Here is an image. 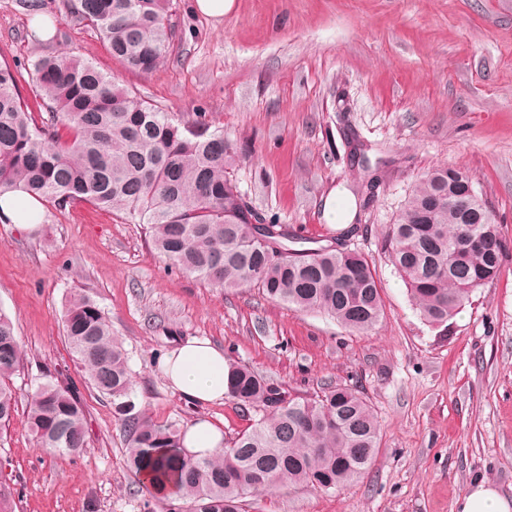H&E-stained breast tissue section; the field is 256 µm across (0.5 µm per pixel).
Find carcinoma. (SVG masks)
I'll return each mask as SVG.
<instances>
[{
	"mask_svg": "<svg viewBox=\"0 0 512 512\" xmlns=\"http://www.w3.org/2000/svg\"><path fill=\"white\" fill-rule=\"evenodd\" d=\"M79 25L96 27L112 57L149 73L175 39L174 0H62ZM29 94L18 72L0 65V189H17L56 208L87 203L146 226L154 250L185 274L225 289L254 288L301 310L322 312L353 331L378 324L383 307L368 260L334 246L288 249V232L257 234L232 172L236 144L224 131L186 122L132 96L94 64L65 53L32 64ZM439 167L415 184L386 243L412 300L431 324L443 325L479 287L496 279L509 248L495 220L477 223L482 248L456 261L457 238L473 217L430 208L441 193L464 194ZM63 332L89 384L112 404L126 432L137 476L171 488L170 512H242L249 495L288 481L324 491L360 477L379 448L367 401L349 387L293 398L274 380L228 363V397L254 411L233 445L202 459L178 454L180 431L137 409L122 342L97 301L70 294ZM22 362L12 319L0 310V425L15 411L10 381ZM37 443L76 454L87 445L85 414L75 394L53 382L31 398Z\"/></svg>",
	"mask_w": 512,
	"mask_h": 512,
	"instance_id": "1",
	"label": "carcinoma"
}]
</instances>
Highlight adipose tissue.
Returning a JSON list of instances; mask_svg holds the SVG:
<instances>
[{
	"instance_id": "1",
	"label": "adipose tissue",
	"mask_w": 512,
	"mask_h": 512,
	"mask_svg": "<svg viewBox=\"0 0 512 512\" xmlns=\"http://www.w3.org/2000/svg\"><path fill=\"white\" fill-rule=\"evenodd\" d=\"M159 369L170 388L187 402L220 404L227 397V360L209 340L186 341L161 358ZM225 442L223 421L196 419L184 428L179 452L206 458L222 450Z\"/></svg>"
}]
</instances>
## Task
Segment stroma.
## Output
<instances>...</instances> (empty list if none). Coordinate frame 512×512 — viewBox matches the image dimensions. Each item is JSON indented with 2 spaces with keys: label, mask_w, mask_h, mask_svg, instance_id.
Listing matches in <instances>:
<instances>
[{
  "label": "stroma",
  "mask_w": 512,
  "mask_h": 512,
  "mask_svg": "<svg viewBox=\"0 0 512 512\" xmlns=\"http://www.w3.org/2000/svg\"><path fill=\"white\" fill-rule=\"evenodd\" d=\"M176 3L172 51L139 73L97 29L65 18L60 0H41L34 16L0 0V64L27 69L71 51L137 97L222 128L242 150L233 177L247 201L299 250L333 243L324 198L364 187L378 168L346 245L368 259L383 318L352 332L254 290L211 287L168 270L143 225L86 205L45 206L33 232L0 221V310L23 352L17 408L0 428V483L15 512H168L141 492L110 402L64 339L65 301L79 289L111 320L157 424L220 419L229 439L249 424L233 400L192 405L169 388L159 361L193 338L292 396L346 386L365 397L379 448L360 478L330 492L281 483L246 498L245 512H457L481 480L512 499V256L437 326L386 246L415 183L439 165L468 173L512 244V0H234L219 24L193 0ZM48 381L85 403L79 455L46 451L29 430V403Z\"/></svg>",
  "instance_id": "1"
}]
</instances>
